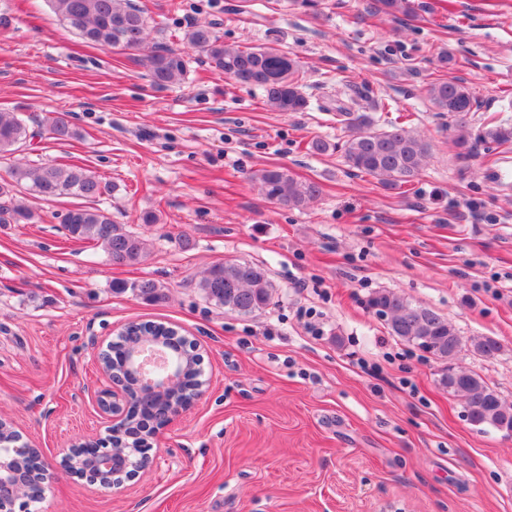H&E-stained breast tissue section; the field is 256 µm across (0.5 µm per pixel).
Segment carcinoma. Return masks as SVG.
I'll return each instance as SVG.
<instances>
[{
	"label": "carcinoma",
	"instance_id": "cac0c4a2",
	"mask_svg": "<svg viewBox=\"0 0 512 512\" xmlns=\"http://www.w3.org/2000/svg\"><path fill=\"white\" fill-rule=\"evenodd\" d=\"M52 11L86 43L103 49L137 53L133 61L148 67L154 85L165 87L179 82L186 72L182 52L166 46H147L149 18L131 0H48ZM184 40L202 52L212 66L236 82L261 89L268 107L276 112H302L308 99L300 87V66L286 53L272 48H239L224 45L211 27L195 26ZM427 92L434 107L452 116H464L477 104L472 92L460 81L437 78ZM336 123L349 138L343 145L348 166L376 178L387 187L412 183L422 172L430 155L428 143L413 131L396 124L375 127L372 116L359 111L358 100L336 101ZM47 132L57 141L81 137L80 131L59 113L46 122ZM34 137L20 112L0 111V156L10 155ZM477 140L486 145L512 143V126L493 124ZM265 198L290 208L301 209L315 199L320 188L313 182L294 178L288 169L273 167L256 175ZM30 195L42 200L68 196L93 202L112 195V184L102 181L91 170L76 166L43 165L35 168L13 166L9 178L0 181V223L28 222L34 214L19 203ZM68 237L100 247L119 265H136L147 255V244L136 232L112 219L107 209L76 206L63 218ZM117 292L127 289L147 303L165 298L163 286L154 280L128 284L116 282ZM197 288L214 305L241 316L265 310L272 303L273 285L261 267L245 261H225L205 269ZM369 308H386L388 333L416 347L434 348L435 359L443 364L440 382L448 393L464 401V416L480 432H512V408L504 406L497 392L474 370L457 365L464 350L481 357H494L503 351L502 343L490 336L463 341L454 325L437 311L412 303L390 290H378L367 301ZM142 325L126 326L127 335L112 344L111 364L122 363L125 347L138 337ZM198 374L188 368L179 389L169 395L134 391L128 419L144 424H163L172 406L183 398Z\"/></svg>",
	"mask_w": 512,
	"mask_h": 512
}]
</instances>
